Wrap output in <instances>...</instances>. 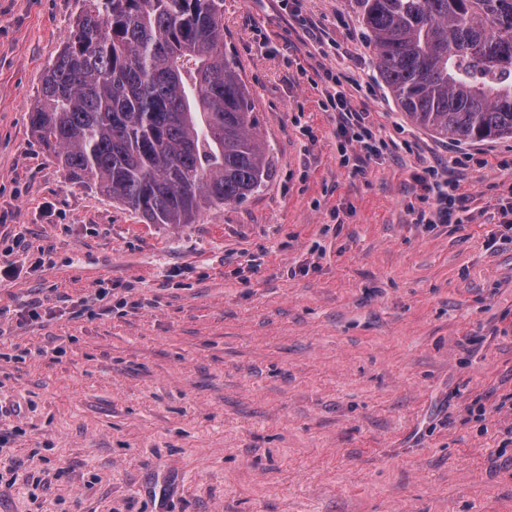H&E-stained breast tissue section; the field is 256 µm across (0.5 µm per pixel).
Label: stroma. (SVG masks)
<instances>
[{
  "label": "stroma",
  "instance_id": "1",
  "mask_svg": "<svg viewBox=\"0 0 512 512\" xmlns=\"http://www.w3.org/2000/svg\"><path fill=\"white\" fill-rule=\"evenodd\" d=\"M81 6L0 0V512H512V243L489 238L512 137L410 122L356 0H224L270 176L148 224L31 131ZM323 66L409 148L342 159ZM427 166L460 230L415 223Z\"/></svg>",
  "mask_w": 512,
  "mask_h": 512
}]
</instances>
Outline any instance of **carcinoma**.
<instances>
[{"label": "carcinoma", "mask_w": 512, "mask_h": 512, "mask_svg": "<svg viewBox=\"0 0 512 512\" xmlns=\"http://www.w3.org/2000/svg\"><path fill=\"white\" fill-rule=\"evenodd\" d=\"M356 2L407 118L454 141L512 136V0ZM29 120L70 178L149 224H191L269 174L224 0H82Z\"/></svg>", "instance_id": "carcinoma-1"}]
</instances>
